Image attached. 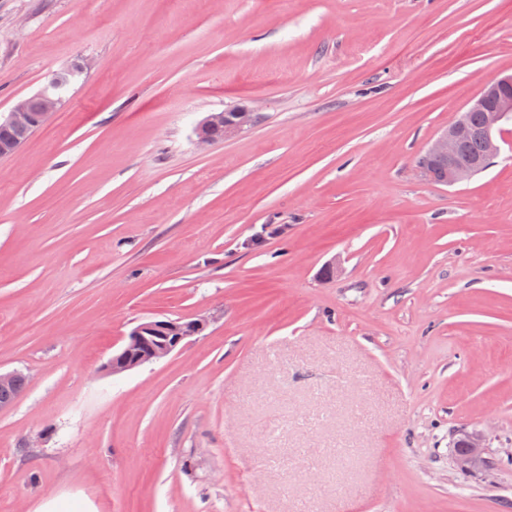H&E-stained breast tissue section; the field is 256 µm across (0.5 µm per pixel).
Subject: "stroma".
Here are the masks:
<instances>
[{
	"instance_id": "obj_1",
	"label": "stroma",
	"mask_w": 512,
	"mask_h": 512,
	"mask_svg": "<svg viewBox=\"0 0 512 512\" xmlns=\"http://www.w3.org/2000/svg\"><path fill=\"white\" fill-rule=\"evenodd\" d=\"M74 65L0 157V512H512V123L416 172L512 71V0H0V113ZM466 112L471 126L466 119ZM512 120V73L503 75L486 83L479 94L473 98L464 112H459L433 140L426 150V158L435 162H448L447 167L442 163L434 166V181L440 180L447 172L445 183L456 184L470 179L477 171L485 169L501 152L498 134L502 124ZM472 138L465 148V153L473 156L483 154L480 161L466 165L461 162V149L464 143ZM484 144V148H483ZM484 149V153H483ZM424 153V154H425ZM422 154L417 161L424 158ZM229 112L230 113H213L205 120V124L212 123L206 126L205 133L214 143H220L228 138L234 137L246 127L250 126L248 112H252L251 109L248 107H239ZM218 120H224V123H213ZM212 141L197 132V143L200 146L212 145ZM209 325L201 317L186 322L181 319H157L139 324L127 336L121 348L103 366L112 375L121 374L173 353L189 336L187 328L195 332ZM16 373H0V385L4 386L12 382ZM27 384V379L22 374H17L12 386L0 389V404H12ZM470 448H478L477 450L466 453L463 455H456L457 464L464 470H481L486 466V459L483 454V440L480 435H470L469 444Z\"/></svg>"
}]
</instances>
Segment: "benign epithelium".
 <instances>
[{
  "label": "benign epithelium",
  "instance_id": "benign-epithelium-1",
  "mask_svg": "<svg viewBox=\"0 0 512 512\" xmlns=\"http://www.w3.org/2000/svg\"><path fill=\"white\" fill-rule=\"evenodd\" d=\"M62 89L64 84L56 77H50L41 91L19 99L10 111L0 113V123L31 127L45 124L64 103L62 96L58 94ZM468 111L486 113L484 125L479 128L471 126L466 119V112H459L426 150L427 159L448 163L445 178L447 184L470 179L500 154L498 134L502 124L512 120V73L486 83L470 101ZM248 112L249 108L239 107L230 112L214 113L206 118L205 123L224 121V138L228 139L250 126ZM472 138L483 141L484 153L480 161L466 165L461 162V149ZM208 325L209 320L205 317L189 322L181 319H157L141 323L130 332L121 348L112 354L104 365V370L117 375L165 358L186 339L188 330L198 332ZM468 447L473 452L457 456V464L464 470L485 468L482 437L478 434L469 436Z\"/></svg>",
  "mask_w": 512,
  "mask_h": 512
}]
</instances>
